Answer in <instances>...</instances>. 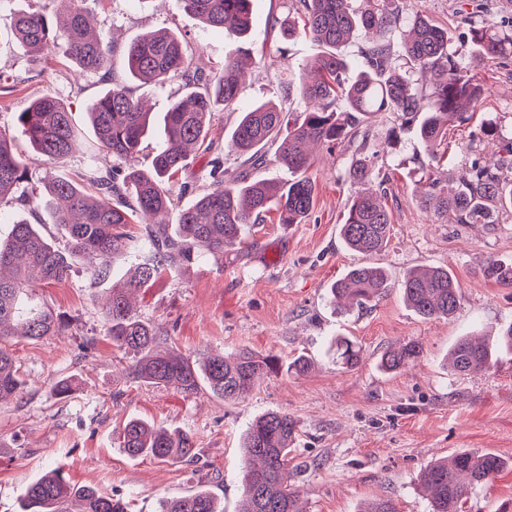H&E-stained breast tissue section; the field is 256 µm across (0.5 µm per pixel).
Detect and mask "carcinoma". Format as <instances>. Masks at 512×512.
<instances>
[{
  "label": "carcinoma",
  "instance_id": "1",
  "mask_svg": "<svg viewBox=\"0 0 512 512\" xmlns=\"http://www.w3.org/2000/svg\"><path fill=\"white\" fill-rule=\"evenodd\" d=\"M68 6L61 15L43 11L17 14L12 34L36 56L47 53L59 40L66 41L70 59L83 72L109 77L112 41L93 33L84 10ZM251 0H183L187 13L206 29L246 36L251 30ZM302 21L300 33L321 51L286 84L296 90L306 109L293 119L276 104L257 102L240 112L228 141V152L259 166L265 148L276 145V158L293 177L278 183L245 179L224 180L222 159L209 160L210 189L178 212L175 236L165 232L163 217L171 210L168 185L188 166L192 151L206 146L213 112L236 103L240 95V69L224 59V70L208 74L190 70L186 48L174 33L148 34L126 49L127 76L132 82L163 87L176 77L184 79L183 93L164 113L151 169L133 170L125 177L104 175L88 168L95 193L75 180L55 176L45 194H19L29 183V167L13 148V135L0 127V203L18 198L33 211L44 210L67 242L61 250L36 225L12 223L8 239L0 241V401L15 396L24 381L8 343L17 338L39 340L54 335L59 320L36 301L35 289L67 279L75 259L85 263L95 280L112 275V258L129 248V236L119 231L133 220L142 224L139 249L147 257L126 271L122 288H112L102 311L112 343L132 352L134 379L175 389L184 394L201 390L225 401L246 398L261 380L280 370L279 361L251 350L226 355L209 354L203 363L160 349L161 336L131 312L130 294L157 279L176 262L188 263L203 250L224 256V249L243 242L250 224H260L270 213L280 224H298L313 206L315 183L309 175L314 163L311 145L333 148L358 136L359 125L377 112H393L406 123L417 122L416 133L426 151V166L436 173L448 155V126L468 120L467 112L484 94L481 72L487 65L512 66V24L501 25L481 12L461 10L464 31L460 46L450 47L448 30L423 15L405 19L399 0H361L357 10L349 0H294ZM402 30L400 45L390 35ZM363 39L365 69L351 76L350 65L339 48L350 39ZM434 75L432 89L419 88V79ZM345 102L341 109L339 102ZM89 123L98 144L118 161L132 160L141 151L149 115L125 87L100 92L90 103ZM17 125L33 150L51 164H60L76 142L72 112L59 97L34 100L17 117ZM504 155L491 166L472 160L466 176L449 194L439 189V178L429 182L423 207H434L450 224H495L503 209H512V138L502 140ZM354 182L372 177L366 157L355 159L347 171ZM392 222L389 211L372 194L354 197L347 207L340 234L344 245L361 254L376 253L387 244ZM486 278L512 286V263L490 260ZM390 287L389 276L378 266L349 269L330 288L331 298L345 299L360 309L381 298ZM407 306L425 319L448 317L460 304L459 285L448 269L429 267L407 273L402 283ZM336 362L349 369L358 363L352 342L337 338ZM493 345L462 336L448 352L446 364L456 373H472L492 366ZM422 353L417 342L387 350L380 368L401 371ZM296 424L279 411L263 413L247 426L243 437V505L239 512H303L299 492L287 484L284 471L292 451ZM122 446L132 456L183 462L196 455L188 433L156 428L138 419L126 423ZM504 460L491 452L462 450L436 460L420 474L430 495L432 512H462L479 486L502 471ZM127 512L120 498L90 487L70 485L58 470H50L29 484L21 497V512ZM162 512H223L214 495L197 490L167 502Z\"/></svg>",
  "mask_w": 512,
  "mask_h": 512
}]
</instances>
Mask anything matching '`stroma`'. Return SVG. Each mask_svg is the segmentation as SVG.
<instances>
[{
	"instance_id": "obj_1",
	"label": "stroma",
	"mask_w": 512,
	"mask_h": 512,
	"mask_svg": "<svg viewBox=\"0 0 512 512\" xmlns=\"http://www.w3.org/2000/svg\"><path fill=\"white\" fill-rule=\"evenodd\" d=\"M62 0H0V125L14 126L18 112L52 94L70 107L82 140L64 162L70 176L93 167L118 169L101 149L85 109L102 89L98 76L81 72L57 45L40 60L8 32L20 10L53 13ZM290 0H251L253 29L239 38L203 28L182 0H84L96 30L116 42L112 77L126 78L125 47L157 30L177 33L188 46L190 69L222 72L225 57L242 61L241 93L230 108L212 116L214 151L224 155V177L248 172L253 179L283 181L288 171L276 159L245 170L225 152L224 136L244 109L273 101L288 111L304 102L284 91L289 72L316 53L303 37L269 33L274 16H286ZM403 14H421L447 26L450 41L461 30L460 0H401ZM485 94L469 121L448 128V161L439 173L443 186H456L466 172V150L485 122L512 133V72L485 67ZM396 114L382 112L359 126L360 134L382 144L373 158L370 190L381 192L392 230L385 248L364 255L348 250L339 229L348 202L362 187L347 177L357 144L313 150L310 174L315 201L298 224L255 226L243 244L222 257L207 253L174 265L133 295V312L157 329L171 352L196 360L210 351L227 354L246 348L290 364L301 355L316 366L308 373L265 378L245 399L224 401L207 392L186 395L134 381V356L106 335L101 301L111 285L90 279L76 263L61 284L39 289L40 299L64 320L59 334L38 341L17 339L9 349L25 380L23 389L0 403V512H19L25 487L59 467L75 486L123 499L128 512H160V504L204 487L224 512H237L243 494L241 439L248 423L268 411L288 413L296 439L288 483L300 493L306 512H360L372 500H391L397 512H429L419 475L436 457L461 450L493 452L508 462L493 482L468 499L463 512H497L512 501V352L500 351L486 371L457 375L444 359L463 334L499 335L512 325V287L484 278L491 259L512 263V211L494 224H451L421 206L427 189L422 168L425 148L415 130L401 131ZM208 157L196 154L172 185L173 207L189 206L209 188ZM371 264L387 270L391 287L367 308L340 312L329 288L348 269ZM448 268L461 289L452 317L425 319L406 306L401 286L408 270ZM336 336L361 350L359 364L341 368L328 342ZM422 346L420 357L396 374L381 372L384 351L407 342ZM71 393L59 397V382ZM140 418L155 426L193 435L197 455L190 461L161 462L131 456L120 429Z\"/></svg>"
}]
</instances>
